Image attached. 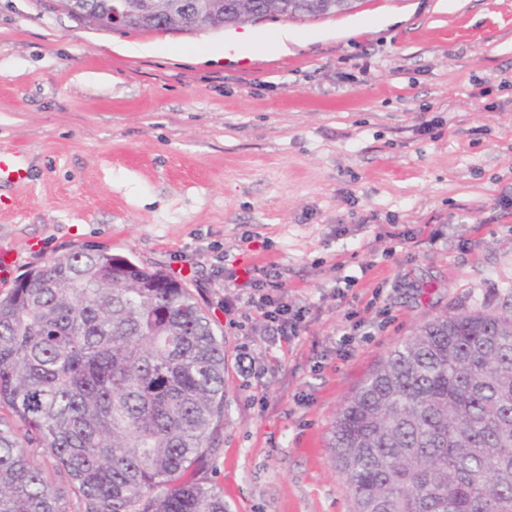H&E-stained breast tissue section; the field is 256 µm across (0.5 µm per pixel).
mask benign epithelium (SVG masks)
<instances>
[{
    "instance_id": "obj_1",
    "label": "benign epithelium",
    "mask_w": 512,
    "mask_h": 512,
    "mask_svg": "<svg viewBox=\"0 0 512 512\" xmlns=\"http://www.w3.org/2000/svg\"><path fill=\"white\" fill-rule=\"evenodd\" d=\"M50 8L76 18L89 27L113 29L134 21L159 20L169 27L197 29L217 21L211 14L212 6L205 0H111L105 12L85 5L78 7L76 0H48Z\"/></svg>"
}]
</instances>
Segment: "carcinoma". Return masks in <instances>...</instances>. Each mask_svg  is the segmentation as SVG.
I'll use <instances>...</instances> for the list:
<instances>
[{
	"instance_id": "carcinoma-1",
	"label": "carcinoma",
	"mask_w": 512,
	"mask_h": 512,
	"mask_svg": "<svg viewBox=\"0 0 512 512\" xmlns=\"http://www.w3.org/2000/svg\"><path fill=\"white\" fill-rule=\"evenodd\" d=\"M238 2L218 27L255 22ZM222 416L224 339L164 271L84 249L0 289V512H224L206 475ZM328 448L352 512H512V315L420 326L347 398Z\"/></svg>"
}]
</instances>
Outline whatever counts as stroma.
Segmentation results:
<instances>
[{"instance_id": "35a3bbf8", "label": "stroma", "mask_w": 512, "mask_h": 512, "mask_svg": "<svg viewBox=\"0 0 512 512\" xmlns=\"http://www.w3.org/2000/svg\"><path fill=\"white\" fill-rule=\"evenodd\" d=\"M259 29L280 44L237 70L220 29L0 0V151L28 171L0 181V286L90 246L170 273L224 337L226 512H350L327 443L351 391L436 316L512 311V0H355ZM271 262L306 309L282 344L231 324L216 275Z\"/></svg>"}]
</instances>
